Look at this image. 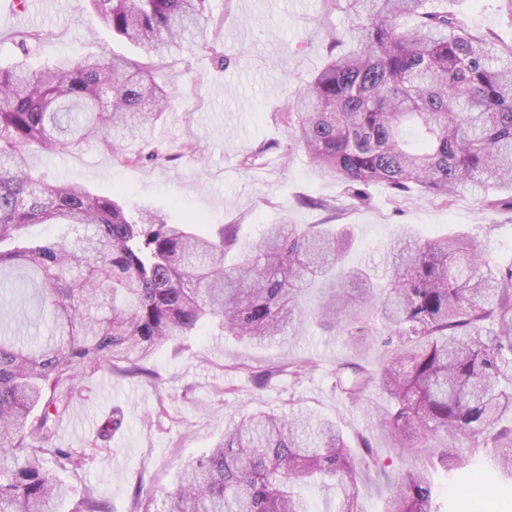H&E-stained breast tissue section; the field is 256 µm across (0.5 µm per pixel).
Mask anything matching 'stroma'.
Returning a JSON list of instances; mask_svg holds the SVG:
<instances>
[{"label":"stroma","instance_id":"stroma-1","mask_svg":"<svg viewBox=\"0 0 512 512\" xmlns=\"http://www.w3.org/2000/svg\"><path fill=\"white\" fill-rule=\"evenodd\" d=\"M209 20L194 46H184L155 73L173 87L170 107L149 140L160 153L180 152L177 161L137 164L143 149L128 144L126 160L92 143L78 149L37 155L36 174L45 180H77L101 194L118 193L128 206H150L168 223L195 224L205 233L219 225L238 227V243L226 256L258 242L265 225L348 224L354 242L352 264L383 270L389 242L402 229L421 238L464 233L477 239L497 263L512 262V209L464 192L450 205L419 195L394 198L386 186L356 191L321 178L283 119V108L303 94L328 59V31L340 33L337 51L350 46L348 19L325 0H210ZM449 11L467 16L486 35L512 42V16L501 0H443ZM22 32L39 33L23 49ZM107 55L127 59L140 48L113 37L92 23L83 0H28L25 19L0 23V64L26 58L32 69L64 56ZM342 336L303 319L291 335L257 344L221 333L207 323L196 336L169 342L152 357L159 381L124 377L109 369L82 378L78 396L60 423L61 446L74 449L77 467L61 472L69 499L52 512H71L73 502L90 490L108 512H134L136 487L150 489L145 512H161L176 486L183 463L208 451L241 414L267 410L288 414L302 409L335 420L354 452L369 440L378 467L362 470V512H385V503L408 456L391 447L371 414L387 397L370 388L352 402L335 386L338 363L348 360ZM308 361L307 371L292 366ZM275 375L263 391L251 375L263 369ZM124 424L109 441L96 432L112 411ZM434 512H512V488L497 480L486 461L454 475L433 472Z\"/></svg>","mask_w":512,"mask_h":512}]
</instances>
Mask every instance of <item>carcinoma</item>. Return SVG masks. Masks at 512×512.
<instances>
[{"mask_svg": "<svg viewBox=\"0 0 512 512\" xmlns=\"http://www.w3.org/2000/svg\"><path fill=\"white\" fill-rule=\"evenodd\" d=\"M112 33L143 48L137 61L66 58L29 71L0 66V292L21 312L37 298L44 336L0 327V512H51L67 489L44 467L77 464L57 444L75 383L102 368L157 378L148 367L172 338L216 321L230 336L288 335L301 301L327 288L315 313L354 353L385 351L374 372L352 358L336 388L360 401L376 387L394 402L383 425L414 464L386 512H433L429 467L458 473L487 458L512 483V266H491L479 243L406 233L388 255L387 284L344 264V229L283 220L227 266L237 225L214 235L133 212L112 195L33 175L36 152L148 139L170 91L152 72L208 21L209 0H86ZM351 19L350 51L330 54L284 108L288 127L323 176L354 190L382 183L448 205L462 191L512 188V43L431 0H326ZM28 224L82 226L84 236L33 241ZM115 411L103 440L119 431ZM356 459L336 422L299 410L259 411L187 462L163 512H311L301 489L331 480L339 512H361ZM73 512H107L87 492Z\"/></svg>", "mask_w": 512, "mask_h": 512, "instance_id": "obj_1", "label": "carcinoma"}]
</instances>
